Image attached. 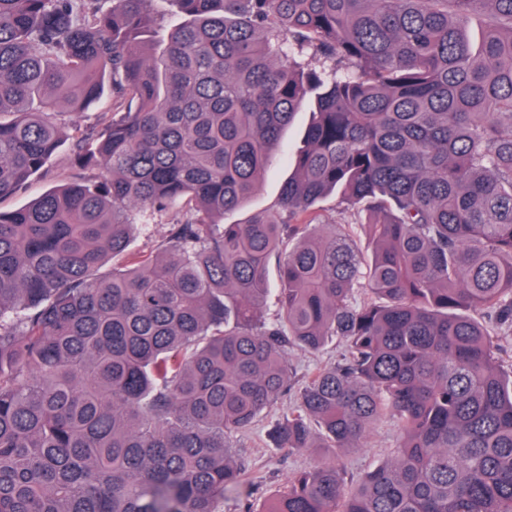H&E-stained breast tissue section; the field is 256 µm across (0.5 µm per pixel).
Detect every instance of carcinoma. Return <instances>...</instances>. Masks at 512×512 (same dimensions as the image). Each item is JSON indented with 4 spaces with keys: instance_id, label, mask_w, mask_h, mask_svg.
Instances as JSON below:
<instances>
[{
    "instance_id": "1",
    "label": "carcinoma",
    "mask_w": 512,
    "mask_h": 512,
    "mask_svg": "<svg viewBox=\"0 0 512 512\" xmlns=\"http://www.w3.org/2000/svg\"><path fill=\"white\" fill-rule=\"evenodd\" d=\"M149 2L0 0V199L47 172L60 102L112 91L76 182L0 210V512H217L286 351L333 338L275 446L390 420L392 457L352 489L321 455L242 512H512V0H178L146 54ZM307 99L277 208L224 223ZM333 194L370 256L313 229ZM178 204L132 252L129 209ZM186 218L185 210L173 207L155 215L153 223L148 229L140 224L133 225L132 248L150 251L157 248L158 244L168 234L171 224H180Z\"/></svg>"
}]
</instances>
